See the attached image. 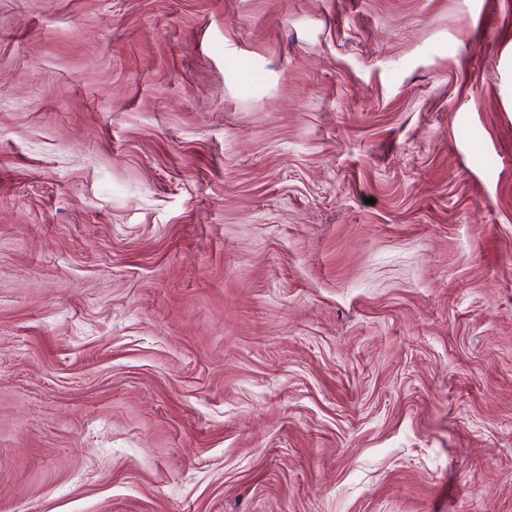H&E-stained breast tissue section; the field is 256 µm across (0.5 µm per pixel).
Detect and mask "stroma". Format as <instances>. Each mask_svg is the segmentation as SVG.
<instances>
[{
	"label": "stroma",
	"instance_id": "35a3bbf8",
	"mask_svg": "<svg viewBox=\"0 0 512 512\" xmlns=\"http://www.w3.org/2000/svg\"><path fill=\"white\" fill-rule=\"evenodd\" d=\"M0 512H512V0H0Z\"/></svg>",
	"mask_w": 512,
	"mask_h": 512
}]
</instances>
